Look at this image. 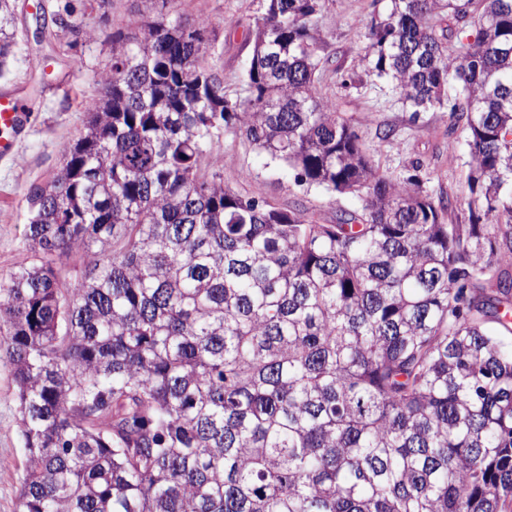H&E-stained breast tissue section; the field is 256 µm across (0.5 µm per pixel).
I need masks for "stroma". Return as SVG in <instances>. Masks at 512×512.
Segmentation results:
<instances>
[{
  "instance_id": "1",
  "label": "stroma",
  "mask_w": 512,
  "mask_h": 512,
  "mask_svg": "<svg viewBox=\"0 0 512 512\" xmlns=\"http://www.w3.org/2000/svg\"><path fill=\"white\" fill-rule=\"evenodd\" d=\"M386 5L387 0H327L315 19L331 57L320 72L318 89L359 133L365 153L381 174L394 182L418 176L433 200H452L450 223H467L471 169L464 124L453 122L445 112H410L388 82L361 71L365 25ZM145 7L146 0H15L22 37L0 75V93L26 101L30 117L16 143V158H0V278L27 257L30 187L47 180L60 166L65 149L84 132L86 106L99 97L98 75L110 62L108 36L136 20ZM163 9L190 23L207 22V64L223 72L227 94L245 97L244 77L253 49L248 35L252 0H167ZM40 15L88 21L95 36L77 38L52 24L37 31ZM35 57L43 60L42 68L31 67ZM353 72L356 82L347 83ZM384 131L389 134L385 140L380 137ZM213 150L223 158L225 185L243 195L303 210L325 224L359 206L354 199L298 185L286 164L271 160L233 132H225ZM24 466L13 371L0 356V512H17Z\"/></svg>"
}]
</instances>
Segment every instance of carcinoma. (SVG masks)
<instances>
[{
  "label": "carcinoma",
  "instance_id": "1",
  "mask_svg": "<svg viewBox=\"0 0 512 512\" xmlns=\"http://www.w3.org/2000/svg\"><path fill=\"white\" fill-rule=\"evenodd\" d=\"M254 2L245 98L203 64L206 23L143 14L29 189V260L0 285L18 512H504L512 0H389L366 24V72L465 122L467 224L318 96L325 0ZM16 44L0 0V68ZM227 130L359 208L322 224L235 193Z\"/></svg>",
  "mask_w": 512,
  "mask_h": 512
}]
</instances>
